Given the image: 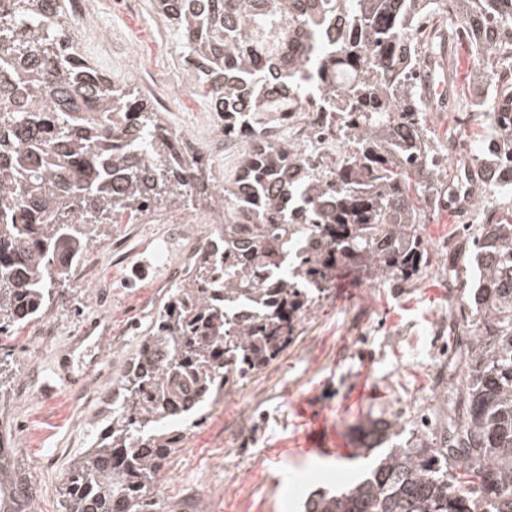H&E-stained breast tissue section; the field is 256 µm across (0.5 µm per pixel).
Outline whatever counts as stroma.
Returning <instances> with one entry per match:
<instances>
[{"mask_svg": "<svg viewBox=\"0 0 512 512\" xmlns=\"http://www.w3.org/2000/svg\"><path fill=\"white\" fill-rule=\"evenodd\" d=\"M75 25L111 35L108 49L78 40L79 54L113 81L137 86L168 126L211 124L196 73L179 68L182 46L152 0H85ZM426 125L435 148L453 143L479 154L474 127L456 113L430 111ZM190 212L197 223H185ZM158 214L157 224L103 225L44 319L16 326L0 345V437L39 489L35 512H61L57 488L70 462L90 447L123 363L203 239L201 205L167 202ZM463 223L448 206L432 205L422 230L426 264L408 281L339 277L275 361L189 424L161 475L160 512H301L305 492L352 481L361 464L354 430L367 418L396 422L402 442L421 420L439 430L448 416L441 394L464 355L448 342L459 291L448 260L465 246ZM92 318L111 328L100 348L109 372L86 392L44 395L54 353ZM48 320L55 334L42 343L35 333ZM26 381L33 393L23 400Z\"/></svg>", "mask_w": 512, "mask_h": 512, "instance_id": "1", "label": "stroma"}]
</instances>
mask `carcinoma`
<instances>
[{
	"label": "carcinoma",
	"mask_w": 512,
	"mask_h": 512,
	"mask_svg": "<svg viewBox=\"0 0 512 512\" xmlns=\"http://www.w3.org/2000/svg\"><path fill=\"white\" fill-rule=\"evenodd\" d=\"M193 60L224 130L254 136L220 179L205 151L171 138L141 92L88 65L63 0H0V336L39 319L83 265L99 224L150 216L161 199L215 214L119 376L109 434H95L59 491L62 512H157L159 476L214 398L278 358L298 319L363 269L401 282L424 265L422 224L441 171L407 55L419 16L464 29L472 88L498 92L478 169L497 164L503 202L482 214L456 318L469 332L443 394L448 426L371 453L394 424L358 427L368 459L306 512H512V0H153ZM298 30L255 67L249 47ZM324 106L345 156L314 167L279 134L267 93ZM68 258L65 270L54 257ZM271 274L270 286L256 273ZM33 487L0 452V512H34Z\"/></svg>",
	"instance_id": "cac0c4a2"
}]
</instances>
